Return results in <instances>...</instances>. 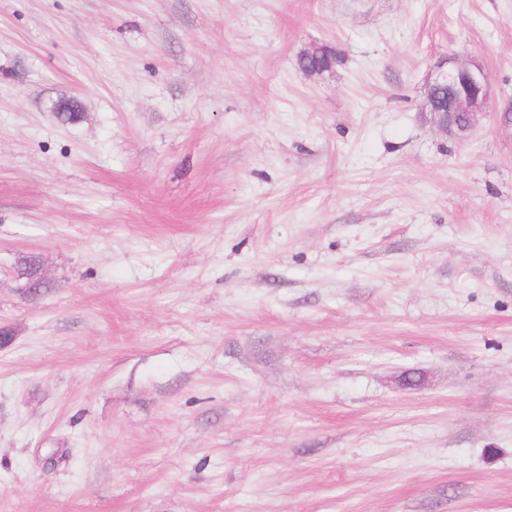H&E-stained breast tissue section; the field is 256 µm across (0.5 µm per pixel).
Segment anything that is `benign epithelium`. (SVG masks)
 <instances>
[{
	"mask_svg": "<svg viewBox=\"0 0 512 512\" xmlns=\"http://www.w3.org/2000/svg\"><path fill=\"white\" fill-rule=\"evenodd\" d=\"M447 67L439 68L431 79L427 93L439 89L446 94L441 108L425 102L432 123L447 136L468 137L486 114L492 88L481 65L448 58Z\"/></svg>",
	"mask_w": 512,
	"mask_h": 512,
	"instance_id": "benign-epithelium-1",
	"label": "benign epithelium"
}]
</instances>
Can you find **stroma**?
<instances>
[{
    "mask_svg": "<svg viewBox=\"0 0 512 512\" xmlns=\"http://www.w3.org/2000/svg\"><path fill=\"white\" fill-rule=\"evenodd\" d=\"M511 113L512 0H0V512H512ZM445 64L448 66L440 67L428 85L425 109L439 130L451 138L464 139L487 113L492 88L481 65L455 57H448ZM437 89L446 94L442 108L430 104V95Z\"/></svg>",
    "mask_w": 512,
    "mask_h": 512,
    "instance_id": "1",
    "label": "stroma"
}]
</instances>
